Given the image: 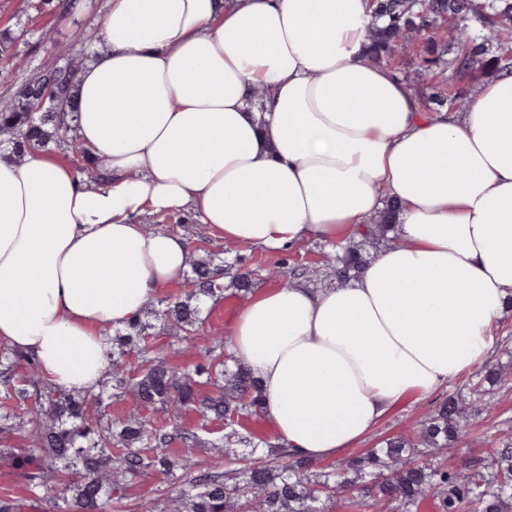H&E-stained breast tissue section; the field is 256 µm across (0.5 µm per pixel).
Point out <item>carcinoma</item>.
I'll return each instance as SVG.
<instances>
[{"instance_id":"cac0c4a2","label":"carcinoma","mask_w":512,"mask_h":512,"mask_svg":"<svg viewBox=\"0 0 512 512\" xmlns=\"http://www.w3.org/2000/svg\"><path fill=\"white\" fill-rule=\"evenodd\" d=\"M375 14L387 24L368 34L370 58L391 62L407 54L415 43L421 50L414 67L399 72L414 92L443 107L463 98L477 74L496 75L512 69V0H371ZM477 25L499 53L488 56L473 45ZM448 74V93L432 92V81ZM74 62L42 66L0 106V146L11 148L18 162L28 154L65 146L76 156L86 150L66 120L75 94ZM391 211L359 225L356 238L336 245L327 256L330 276L350 282L373 257L370 249L389 242ZM190 288L158 312L116 333L112 351V391L73 393L45 382L37 361L10 348L0 351V392L11 406L0 414V431L30 428L41 456L35 464L17 459L27 489L50 503V512H110L112 495L119 490L116 475L132 483L151 471L168 477L174 463L167 450L176 439L187 444L179 461L184 487L154 505L153 512H331L345 500L355 512H418L421 500L432 498L439 512H512V436H503L488 448H470L460 462L457 455L469 433L471 417L488 404L494 390L509 387V374L487 364L469 387L466 399L450 395L437 401L408 434L384 440L379 448L344 459L337 468L318 471L315 463L293 456L283 447L276 458L257 454V445L240 435L234 418L259 412L260 395L249 370L225 351L224 338L214 337L202 352L205 363L192 370L174 371L163 351L149 346L156 322L179 333L191 344L190 333L200 328L205 299L223 294L224 284L214 275L210 260L193 263ZM142 355V370L127 377L125 347ZM27 365V386L15 385V369ZM212 386L199 393L201 377ZM134 392L145 407L166 416L167 424H150L130 415L116 426L102 424L89 405L104 397ZM195 410L202 423L224 421V441L211 442L197 432H183L178 418ZM252 447L248 463L229 454L232 444ZM224 453V468H201L188 455L198 446ZM64 486L58 490V486Z\"/></svg>"}]
</instances>
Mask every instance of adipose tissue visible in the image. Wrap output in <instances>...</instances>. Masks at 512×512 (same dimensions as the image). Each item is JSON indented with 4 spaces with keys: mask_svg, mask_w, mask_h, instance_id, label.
Returning <instances> with one entry per match:
<instances>
[{
    "mask_svg": "<svg viewBox=\"0 0 512 512\" xmlns=\"http://www.w3.org/2000/svg\"><path fill=\"white\" fill-rule=\"evenodd\" d=\"M370 0H109L73 125L101 179L0 153V341L71 392L108 331L183 281L189 213L228 243L345 240L399 206L361 276L249 293L229 340L296 457L342 456L485 363L512 313V71L427 109L373 63Z\"/></svg>",
    "mask_w": 512,
    "mask_h": 512,
    "instance_id": "obj_1",
    "label": "adipose tissue"
}]
</instances>
